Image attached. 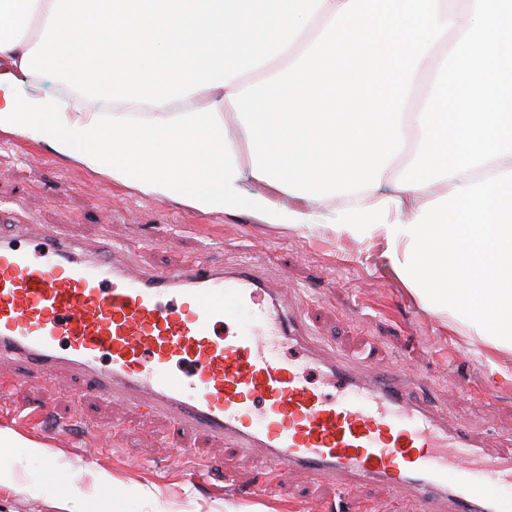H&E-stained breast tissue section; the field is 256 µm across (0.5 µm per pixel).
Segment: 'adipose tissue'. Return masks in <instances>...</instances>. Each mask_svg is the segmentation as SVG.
Returning <instances> with one entry per match:
<instances>
[{
	"label": "adipose tissue",
	"instance_id": "obj_1",
	"mask_svg": "<svg viewBox=\"0 0 512 512\" xmlns=\"http://www.w3.org/2000/svg\"><path fill=\"white\" fill-rule=\"evenodd\" d=\"M347 0H0V132L151 200L264 224L382 233L400 280L440 319L493 346L512 343V153L428 187L396 188L421 138L402 114L404 149L363 205L316 212L249 192L247 135L228 100L245 73L313 42ZM37 23L38 43L23 28Z\"/></svg>",
	"mask_w": 512,
	"mask_h": 512
}]
</instances>
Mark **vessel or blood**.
Here are the masks:
<instances>
[{
    "instance_id": "b4317fda",
    "label": "vessel or blood",
    "mask_w": 512,
    "mask_h": 512,
    "mask_svg": "<svg viewBox=\"0 0 512 512\" xmlns=\"http://www.w3.org/2000/svg\"><path fill=\"white\" fill-rule=\"evenodd\" d=\"M253 328L232 330L233 310ZM311 329L253 264L177 265L141 274L116 255L84 256L55 227L34 238L0 237V363L22 364L23 383L79 372L95 392L148 404L184 433L278 467L345 483L410 490L421 512L443 492L451 512H512L487 480L512 484V455L418 398L398 365L358 372L306 346V364L278 358Z\"/></svg>"
}]
</instances>
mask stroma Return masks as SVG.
<instances>
[{
	"label": "stroma",
	"mask_w": 512,
	"mask_h": 512,
	"mask_svg": "<svg viewBox=\"0 0 512 512\" xmlns=\"http://www.w3.org/2000/svg\"><path fill=\"white\" fill-rule=\"evenodd\" d=\"M20 204L0 217L11 236L20 216L54 226L93 251L103 243L127 248L141 267L161 269L199 259H250L273 275L289 297L307 296L317 336L336 354L408 367L424 379V397L475 433L488 451L512 448V349L446 327L396 277L380 235L356 239L315 227L296 231L247 214H206L178 202L155 201L134 189L54 156L42 144L0 132V205ZM20 369L0 365V426L25 441L0 447V512H224L234 486L262 489L258 504L286 512L309 500L326 512H417L407 490L383 484L339 485L297 472L274 478V467L222 441L187 435L195 456L177 459L168 420L145 407L99 398L82 380L20 384ZM470 388L459 395L458 385ZM48 409L66 435L45 442L35 424L14 423L18 409ZM232 478L214 489L192 481L198 459Z\"/></svg>",
	"instance_id": "stroma-1"
}]
</instances>
